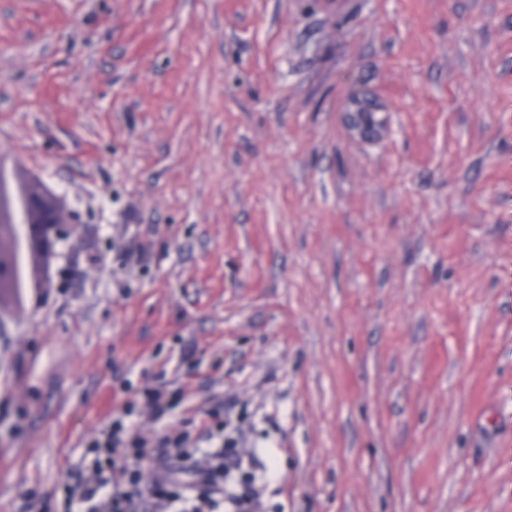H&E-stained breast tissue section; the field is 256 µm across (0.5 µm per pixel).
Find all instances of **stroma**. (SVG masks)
I'll return each mask as SVG.
<instances>
[{
  "mask_svg": "<svg viewBox=\"0 0 512 512\" xmlns=\"http://www.w3.org/2000/svg\"><path fill=\"white\" fill-rule=\"evenodd\" d=\"M0 162L78 225L0 300V512L129 400L260 512H512V0H0Z\"/></svg>",
  "mask_w": 512,
  "mask_h": 512,
  "instance_id": "35a3bbf8",
  "label": "stroma"
}]
</instances>
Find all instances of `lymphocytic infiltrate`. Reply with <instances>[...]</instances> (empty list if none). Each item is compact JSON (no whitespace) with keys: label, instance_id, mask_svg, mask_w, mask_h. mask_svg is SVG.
I'll use <instances>...</instances> for the list:
<instances>
[{"label":"lymphocytic infiltrate","instance_id":"obj_1","mask_svg":"<svg viewBox=\"0 0 512 512\" xmlns=\"http://www.w3.org/2000/svg\"><path fill=\"white\" fill-rule=\"evenodd\" d=\"M132 413V404H125L121 417L92 441L96 457L68 487L69 502L91 503V512H256L260 494L254 487L231 493L223 487L224 479L243 464L236 440L225 437L223 429L205 424L199 433L169 432L154 441L126 424ZM203 442L209 445L205 468L198 470L196 480L181 481L167 460L182 459ZM149 461L154 464L151 497L140 486L141 470Z\"/></svg>","mask_w":512,"mask_h":512}]
</instances>
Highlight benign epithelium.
Instances as JSON below:
<instances>
[{
    "mask_svg": "<svg viewBox=\"0 0 512 512\" xmlns=\"http://www.w3.org/2000/svg\"><path fill=\"white\" fill-rule=\"evenodd\" d=\"M377 111L367 99L357 98L350 111V122L362 132L369 131L364 113ZM24 224L23 247L30 257L57 251L58 244L76 227L65 222L53 202L20 177L0 166V285L6 287L19 274L13 264L18 236L17 224Z\"/></svg>",
    "mask_w": 512,
    "mask_h": 512,
    "instance_id": "benign-epithelium-1",
    "label": "benign epithelium"
}]
</instances>
